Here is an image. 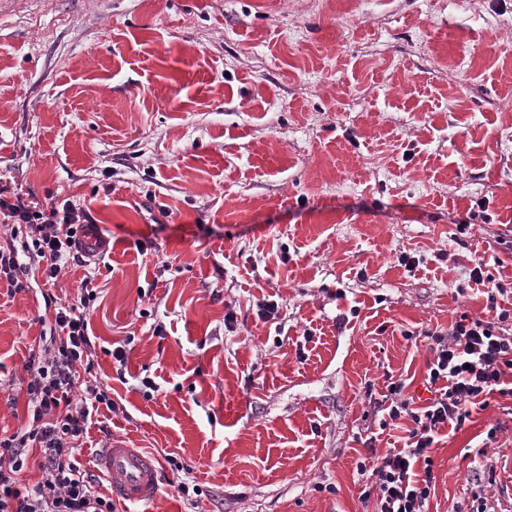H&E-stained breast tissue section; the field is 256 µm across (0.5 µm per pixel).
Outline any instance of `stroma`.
Masks as SVG:
<instances>
[{
	"label": "stroma",
	"instance_id": "35a3bbf8",
	"mask_svg": "<svg viewBox=\"0 0 512 512\" xmlns=\"http://www.w3.org/2000/svg\"><path fill=\"white\" fill-rule=\"evenodd\" d=\"M0 186L109 242L49 286L0 220L25 286L0 280V435L49 290L84 303L114 403L78 461L156 459L116 512H375L357 465L404 447L389 386L427 398L425 332L504 312L512 336V292L486 295L512 283V0H0ZM430 454L428 512H512L511 397ZM112 494L130 503H142L158 491L155 459L138 448H128L122 441H113L103 456Z\"/></svg>",
	"mask_w": 512,
	"mask_h": 512
}]
</instances>
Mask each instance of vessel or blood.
Here are the masks:
<instances>
[{
  "mask_svg": "<svg viewBox=\"0 0 512 512\" xmlns=\"http://www.w3.org/2000/svg\"><path fill=\"white\" fill-rule=\"evenodd\" d=\"M112 493L131 503H142L155 497L158 491L155 459L124 442L115 441L103 456Z\"/></svg>",
  "mask_w": 512,
  "mask_h": 512,
  "instance_id": "obj_1",
  "label": "vessel or blood"
}]
</instances>
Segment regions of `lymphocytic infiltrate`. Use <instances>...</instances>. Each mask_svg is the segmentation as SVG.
<instances>
[{
  "label": "lymphocytic infiltrate",
  "instance_id": "f902f5d3",
  "mask_svg": "<svg viewBox=\"0 0 512 512\" xmlns=\"http://www.w3.org/2000/svg\"><path fill=\"white\" fill-rule=\"evenodd\" d=\"M0 216L31 230L35 255L45 259L43 274L50 282L75 258L77 230L89 221L71 200L44 209L20 196H0ZM49 339L29 367L28 428L0 437V512H115L112 497L101 490L100 476L81 468L75 457L93 410L114 407L109 389L98 386L89 390L91 404L72 399L81 373L95 366L88 322L77 306L55 308ZM433 340L435 358L423 381L429 393L425 406L402 398L401 386L392 388L389 419L406 417L412 423L405 447L359 467L368 488L377 492L376 512H426L435 479L429 449L439 429L462 426L479 398L512 396V336L502 335L495 322L464 314L448 335L437 334ZM33 450L43 476L32 485L24 472Z\"/></svg>",
  "mask_w": 512,
  "mask_h": 512
}]
</instances>
